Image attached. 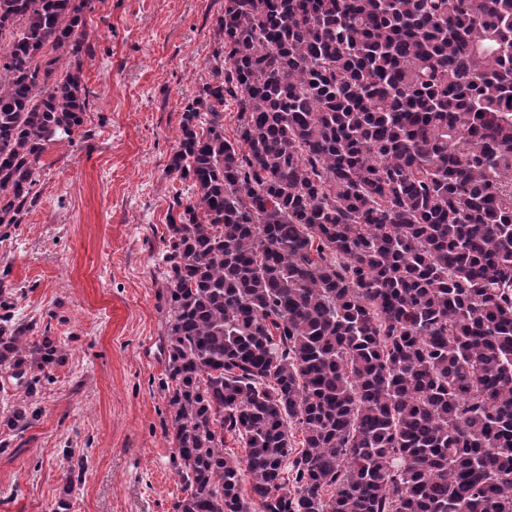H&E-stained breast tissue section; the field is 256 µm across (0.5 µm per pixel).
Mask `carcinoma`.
<instances>
[{
	"instance_id": "cac0c4a2",
	"label": "carcinoma",
	"mask_w": 512,
	"mask_h": 512,
	"mask_svg": "<svg viewBox=\"0 0 512 512\" xmlns=\"http://www.w3.org/2000/svg\"><path fill=\"white\" fill-rule=\"evenodd\" d=\"M92 10L0 0V225L84 124ZM218 28L168 167L174 512H512V0H224ZM9 295L19 434L64 353Z\"/></svg>"
}]
</instances>
